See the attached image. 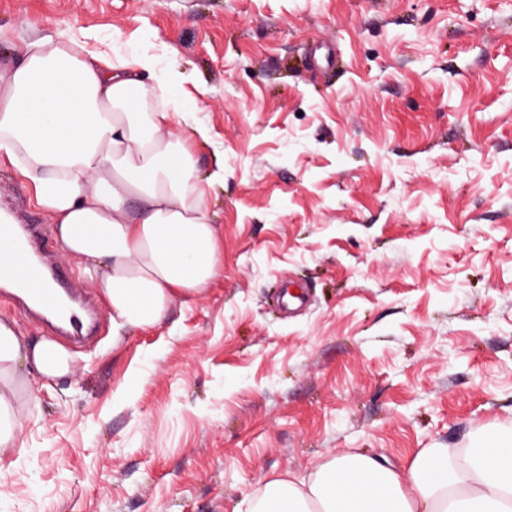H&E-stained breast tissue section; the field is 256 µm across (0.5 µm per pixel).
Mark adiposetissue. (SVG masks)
Returning <instances> with one entry per match:
<instances>
[{"mask_svg":"<svg viewBox=\"0 0 512 512\" xmlns=\"http://www.w3.org/2000/svg\"><path fill=\"white\" fill-rule=\"evenodd\" d=\"M175 78L152 56L95 52L67 30L33 36L0 62V159L29 182L63 255L104 296L116 336L156 326L175 298L198 299L224 265L205 204L224 171L200 175L167 96ZM29 368L59 380L75 358L0 321V453L28 454ZM252 512H512V434L422 449L402 471L334 454L309 476L266 480Z\"/></svg>","mask_w":512,"mask_h":512,"instance_id":"adipose-tissue-1","label":"adipose tissue"}]
</instances>
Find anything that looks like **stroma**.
Returning <instances> with one entry per match:
<instances>
[{"instance_id":"obj_1","label":"stroma","mask_w":512,"mask_h":512,"mask_svg":"<svg viewBox=\"0 0 512 512\" xmlns=\"http://www.w3.org/2000/svg\"><path fill=\"white\" fill-rule=\"evenodd\" d=\"M67 29L178 59L224 159V272L33 381L0 512H250L332 453L405 468L512 429V0H0V55ZM0 206L48 215L0 162Z\"/></svg>"}]
</instances>
